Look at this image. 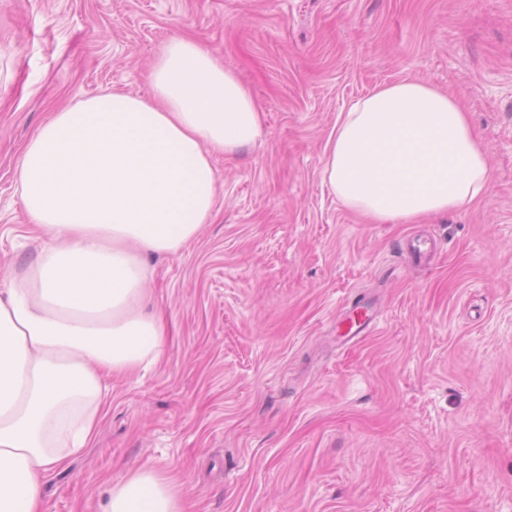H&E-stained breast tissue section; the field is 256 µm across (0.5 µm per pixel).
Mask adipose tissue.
Returning a JSON list of instances; mask_svg holds the SVG:
<instances>
[{"label":"adipose tissue","instance_id":"adipose-tissue-1","mask_svg":"<svg viewBox=\"0 0 512 512\" xmlns=\"http://www.w3.org/2000/svg\"><path fill=\"white\" fill-rule=\"evenodd\" d=\"M150 83L148 99L106 92L53 113L21 154L40 244L0 282V512H45L46 477L91 443L107 379L163 358L150 259L198 237L216 207L214 158L261 135L250 91L191 38L164 43ZM322 175L343 207L381 224L454 212L493 180L459 101L413 79L341 114ZM101 512L192 510L147 465L109 484Z\"/></svg>","mask_w":512,"mask_h":512}]
</instances>
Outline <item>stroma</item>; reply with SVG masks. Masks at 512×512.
Here are the masks:
<instances>
[{
	"mask_svg": "<svg viewBox=\"0 0 512 512\" xmlns=\"http://www.w3.org/2000/svg\"><path fill=\"white\" fill-rule=\"evenodd\" d=\"M177 35L235 72L263 133L215 158L210 224L155 259L166 354L112 378L47 512H100L142 465L193 512H512V0H0V278L35 254L16 173L36 129L108 90L151 97ZM405 78L461 101L494 180L378 224L324 182L325 148Z\"/></svg>",
	"mask_w": 512,
	"mask_h": 512,
	"instance_id": "35a3bbf8",
	"label": "stroma"
}]
</instances>
